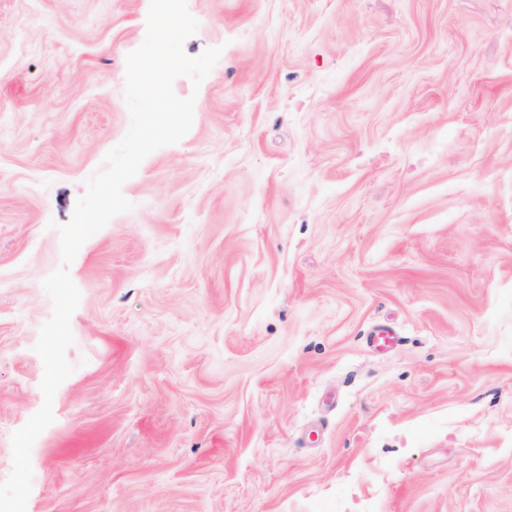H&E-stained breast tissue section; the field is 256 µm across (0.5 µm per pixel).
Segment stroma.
Instances as JSON below:
<instances>
[{"mask_svg":"<svg viewBox=\"0 0 512 512\" xmlns=\"http://www.w3.org/2000/svg\"><path fill=\"white\" fill-rule=\"evenodd\" d=\"M149 2L0 0V482ZM187 5L222 53L69 268L26 512H512V0ZM398 341L399 337L396 332L385 326L374 328L367 338L369 346L378 352H385L392 349L396 346Z\"/></svg>","mask_w":512,"mask_h":512,"instance_id":"35a3bbf8","label":"stroma"}]
</instances>
